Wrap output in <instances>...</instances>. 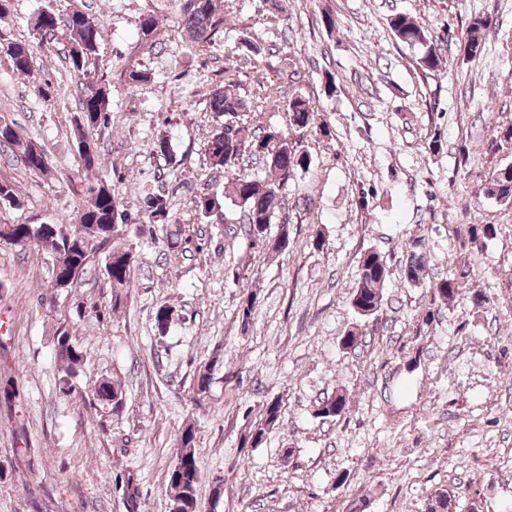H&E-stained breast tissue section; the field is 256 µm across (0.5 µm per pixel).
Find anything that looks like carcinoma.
Returning a JSON list of instances; mask_svg holds the SVG:
<instances>
[{"label":"carcinoma","instance_id":"cac0c4a2","mask_svg":"<svg viewBox=\"0 0 512 512\" xmlns=\"http://www.w3.org/2000/svg\"><path fill=\"white\" fill-rule=\"evenodd\" d=\"M219 0H187L184 9L183 25L197 41H208L217 32L220 21L217 20ZM491 20L475 18L469 23L465 37V50L470 58L481 54L483 49V32L490 27ZM65 27L69 34L67 61L72 71L83 76L82 99L79 123L86 127H97L106 119L108 95L106 87L91 77L88 70L89 61L99 51V25L84 13L75 11L65 18H59L54 11L41 12L33 26L39 40L37 48L49 49L50 41L60 27ZM389 26L394 36L409 45L426 47L420 57L419 67L425 71H437L444 64L443 55L434 45L428 30L414 17L406 13L392 15ZM32 46L25 43H12L7 46V55L11 68L20 73L32 69ZM210 110L222 115H238L247 110V102L228 95L224 89H215L209 100ZM290 124L299 130L319 128L327 134V128L316 123L317 111L308 100L300 95L294 96L288 103ZM16 149L22 160L35 174L49 173L44 152L34 143L24 140L16 129L8 124L0 125V151ZM207 160L216 170H228L235 161L245 156L262 158L267 170V177L260 181L244 172L231 174L229 199L244 209L245 223L249 228L261 224L270 225L282 209V191L293 180L297 172L309 171L312 158L307 149L298 141H290L288 136L278 129H267L256 133L244 125L226 126L215 131L208 140ZM488 196L501 202H512V167H506L493 175L486 189ZM195 211L209 217L213 208L223 209L224 196L212 192L195 197ZM143 210L151 218L163 220L169 212L168 201L161 191L148 194L143 201ZM20 205L13 185L7 180H0V207L11 208ZM82 232L72 237L71 243L55 252L53 275L65 274L73 269L85 270L88 258L100 252L104 255L105 272L112 285V308L124 305L127 290L131 288L135 262L109 261V256L120 254L135 257L128 248L115 245V241L138 224L128 213L120 210L119 202L112 188L104 183H91L86 186L84 200L78 211ZM0 233L13 239L12 245L21 248L34 245L44 249L49 244L50 225L18 224L10 229L0 225ZM405 262L403 266L404 281L417 284L425 279L428 255L426 242L416 237L404 244ZM388 275L384 256L376 250H369L361 257L358 279L352 295L351 305L362 316L377 313L382 306L383 293ZM467 277H442L434 284L433 290L439 299L452 298L461 288L459 279ZM173 309L167 305L158 306L153 315L154 325L159 334L169 328ZM56 359L58 361L59 380L63 393L77 392L73 377L79 373L84 364L85 352L76 344L68 332H62L56 341ZM94 397L102 404H110L122 398V392L108 379L102 380L94 390ZM346 397L342 394L331 395L320 403L319 413L323 418H335L345 412ZM281 416V404L272 399L266 403L265 425L257 428L251 435V442H262L266 427L275 424ZM195 432L187 428L180 437L178 458L173 465L167 485L169 512H198L197 485L200 479V466L196 455Z\"/></svg>","mask_w":512,"mask_h":512}]
</instances>
